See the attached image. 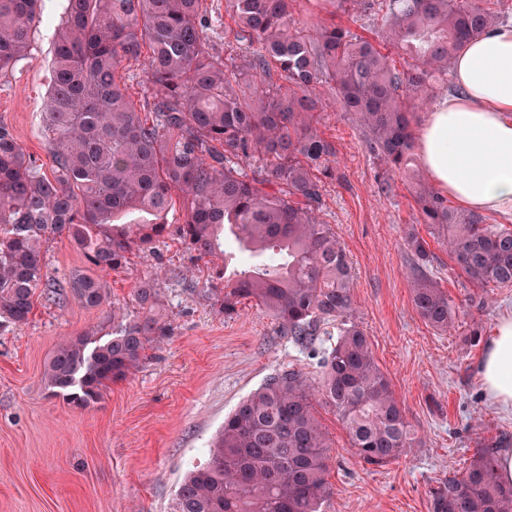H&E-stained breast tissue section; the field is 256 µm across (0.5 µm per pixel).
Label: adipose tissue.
<instances>
[{
	"label": "adipose tissue",
	"mask_w": 512,
	"mask_h": 512,
	"mask_svg": "<svg viewBox=\"0 0 512 512\" xmlns=\"http://www.w3.org/2000/svg\"><path fill=\"white\" fill-rule=\"evenodd\" d=\"M460 91L427 113L416 141L440 192L478 213L512 214V21L468 42L452 64ZM490 401L512 409V315H503L478 363Z\"/></svg>",
	"instance_id": "1"
}]
</instances>
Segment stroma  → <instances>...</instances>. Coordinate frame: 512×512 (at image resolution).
I'll return each instance as SVG.
<instances>
[{
  "mask_svg": "<svg viewBox=\"0 0 512 512\" xmlns=\"http://www.w3.org/2000/svg\"><path fill=\"white\" fill-rule=\"evenodd\" d=\"M66 6L67 0H43V22L29 55L0 72V124L42 162L48 155L42 102ZM295 16L308 26L333 22L385 42L372 9L355 14L339 7L329 13L317 0H297ZM317 127L336 148L320 219L348 254L356 321L414 430L400 459L371 466L354 453L333 410L315 401L331 441L332 494L324 512H430L432 488L461 473L478 449L512 448V411L501 410L484 393L477 374L481 346L433 329L416 313L408 228L428 244V275L460 306L462 321L481 322L484 336H491L500 316L512 313V288L495 289L485 309L472 307L473 285L421 224L404 184L388 194L378 190L379 165L355 116L331 103ZM42 264L52 284L64 282L85 261L65 237L54 236L44 246ZM217 264L197 257L172 234L105 273L112 301L124 304L137 280L166 270L158 312L171 334L148 350L137 372L110 383L91 408L52 396L44 372L61 341L107 325L106 310L73 299L57 304L40 288L27 324L0 327V512H173L178 482L205 462L225 415L241 399L278 370L292 367L317 378L315 359L255 303H243L231 318L212 309L204 290Z\"/></svg>",
  "mask_w": 512,
  "mask_h": 512,
  "instance_id": "stroma-1",
  "label": "stroma"
}]
</instances>
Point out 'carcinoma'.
Here are the masks:
<instances>
[{
  "instance_id": "cac0c4a2",
  "label": "carcinoma",
  "mask_w": 512,
  "mask_h": 512,
  "mask_svg": "<svg viewBox=\"0 0 512 512\" xmlns=\"http://www.w3.org/2000/svg\"><path fill=\"white\" fill-rule=\"evenodd\" d=\"M295 2L225 0L224 38L252 48L247 70L260 77L242 87L235 58L211 51L204 0H68L42 108L51 175L0 125V321L27 323L50 236L66 235L87 263L51 294L96 309L108 299L101 273L174 232L199 256L224 260L205 289L215 311L231 318L251 301L317 359V383L299 370L276 372L224 417L208 461L180 483L174 512H321L330 443L314 392L336 409L363 462L382 467L410 447L399 401L355 320L346 252L318 217L320 175L336 158L316 127L324 96L365 129L383 166L378 189L389 193L394 177L404 179L420 223L477 288L472 306L485 308L490 288H512V225L450 205L411 169L412 106L434 99L456 53L501 13L491 0H386L384 52L334 23L300 26ZM42 21V0H0V71L28 56ZM145 47L149 113L122 74ZM395 54L414 61L411 71L396 68ZM273 71L278 85L265 82ZM177 201L184 220L173 228L167 216ZM406 242L421 266L432 262L415 230ZM159 283L156 272L138 282L136 311L112 304L108 340L91 328L54 351L44 374L53 396L90 408L141 366L170 334L157 314ZM411 296L434 329L467 343L482 336L479 322L462 328L459 307L421 270ZM331 327L336 341L325 347ZM430 497L432 512H512L494 448L479 449Z\"/></svg>"
}]
</instances>
